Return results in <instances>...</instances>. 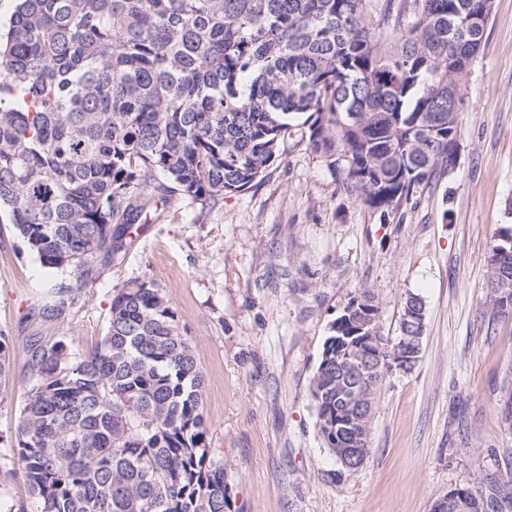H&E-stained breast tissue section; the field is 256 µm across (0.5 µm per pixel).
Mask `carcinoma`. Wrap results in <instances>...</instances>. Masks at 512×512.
Returning a JSON list of instances; mask_svg holds the SVG:
<instances>
[{"label": "carcinoma", "mask_w": 512, "mask_h": 512, "mask_svg": "<svg viewBox=\"0 0 512 512\" xmlns=\"http://www.w3.org/2000/svg\"><path fill=\"white\" fill-rule=\"evenodd\" d=\"M493 0H17L0 24V220L43 267L50 320L131 244L150 207L202 208L254 187L287 141L341 173L381 218L454 170L461 80ZM488 294L512 314V230ZM379 306L346 303L343 335ZM418 294L398 342L422 336ZM13 348L0 333V378ZM9 445L32 510L224 512V460L206 443L203 374L154 281L112 289L101 342L33 338ZM336 356L311 398L336 455ZM446 512H488L462 485Z\"/></svg>", "instance_id": "cac0c4a2"}]
</instances>
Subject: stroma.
Segmentation results:
<instances>
[{"mask_svg":"<svg viewBox=\"0 0 512 512\" xmlns=\"http://www.w3.org/2000/svg\"><path fill=\"white\" fill-rule=\"evenodd\" d=\"M454 172L379 218L306 145L288 143L253 188L202 209L159 206L73 307L31 315L51 276L0 227V331L13 343L0 385L9 437L30 336L88 349L105 334L111 289L155 281L205 377L207 441L224 459V512H433L466 485L489 498L512 479V316L487 298L488 258L512 226V0H494L479 57L462 80ZM369 289L383 335L405 298L426 304L419 361L385 374L370 453L337 479L310 397L322 345L349 297Z\"/></svg>","mask_w":512,"mask_h":512,"instance_id":"stroma-1","label":"stroma"}]
</instances>
